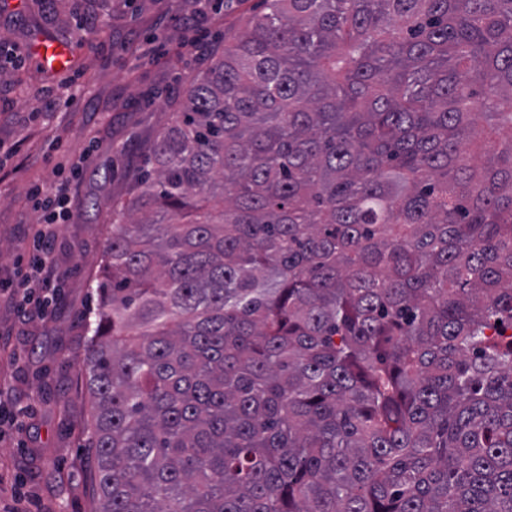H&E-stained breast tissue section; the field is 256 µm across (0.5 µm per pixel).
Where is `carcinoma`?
Segmentation results:
<instances>
[{
  "label": "carcinoma",
  "mask_w": 512,
  "mask_h": 512,
  "mask_svg": "<svg viewBox=\"0 0 512 512\" xmlns=\"http://www.w3.org/2000/svg\"><path fill=\"white\" fill-rule=\"evenodd\" d=\"M150 155L97 512H512V0H263Z\"/></svg>",
  "instance_id": "1"
}]
</instances>
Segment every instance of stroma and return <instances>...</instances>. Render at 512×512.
I'll return each mask as SVG.
<instances>
[{
  "instance_id": "1",
  "label": "stroma",
  "mask_w": 512,
  "mask_h": 512,
  "mask_svg": "<svg viewBox=\"0 0 512 512\" xmlns=\"http://www.w3.org/2000/svg\"><path fill=\"white\" fill-rule=\"evenodd\" d=\"M188 0H0V280H14L37 222L32 185L56 179L96 148L71 190V217L55 242L59 301L50 321L22 323L0 298V512H96L89 404L82 378L96 277L112 222L149 145L202 69L186 47ZM260 0H227L211 15L209 48L223 46ZM53 35L77 44L74 67L49 76L26 54ZM73 103L45 108L52 85Z\"/></svg>"
}]
</instances>
